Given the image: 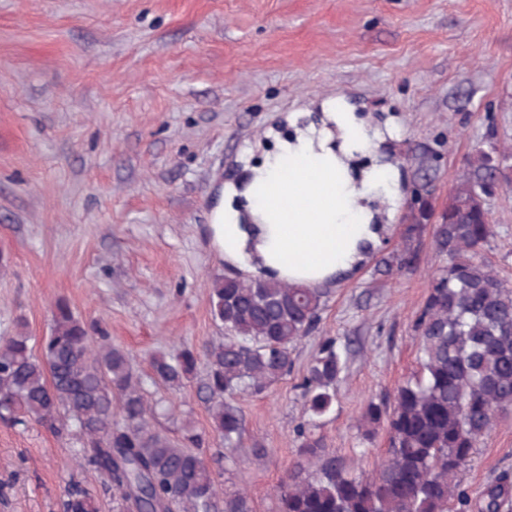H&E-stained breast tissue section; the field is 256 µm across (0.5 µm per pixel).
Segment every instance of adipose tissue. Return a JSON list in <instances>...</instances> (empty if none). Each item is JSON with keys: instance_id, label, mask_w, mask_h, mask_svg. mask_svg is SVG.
Here are the masks:
<instances>
[{"instance_id": "1", "label": "adipose tissue", "mask_w": 512, "mask_h": 512, "mask_svg": "<svg viewBox=\"0 0 512 512\" xmlns=\"http://www.w3.org/2000/svg\"><path fill=\"white\" fill-rule=\"evenodd\" d=\"M290 121L293 134L245 181L225 183L207 238L251 277L316 288L356 271L380 245L400 204V173L379 153L389 128L366 129L344 100ZM360 154L372 163L357 166Z\"/></svg>"}]
</instances>
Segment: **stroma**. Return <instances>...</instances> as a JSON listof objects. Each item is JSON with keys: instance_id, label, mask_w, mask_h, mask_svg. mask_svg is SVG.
I'll use <instances>...</instances> for the list:
<instances>
[{"instance_id": "1", "label": "stroma", "mask_w": 512, "mask_h": 512, "mask_svg": "<svg viewBox=\"0 0 512 512\" xmlns=\"http://www.w3.org/2000/svg\"><path fill=\"white\" fill-rule=\"evenodd\" d=\"M364 126L391 122L404 180L383 244L326 287L320 331L293 372L245 399L239 448L207 461L253 512L298 458V384L323 338L349 344L340 407L321 433L353 463L363 407L410 375L414 323L445 265L434 231L461 170L512 143V0H0V337L39 344L56 301L102 323L148 375L147 356L223 341L210 286L228 266L206 226L224 183L288 137L287 117L328 98ZM430 218L418 268L385 270L406 215ZM484 261L512 286V190L487 197ZM194 380L170 394L157 430L210 431ZM77 445L38 425L0 423V512H62L70 479L112 512V490L69 465ZM512 474V416L500 418L459 481L469 496Z\"/></svg>"}]
</instances>
